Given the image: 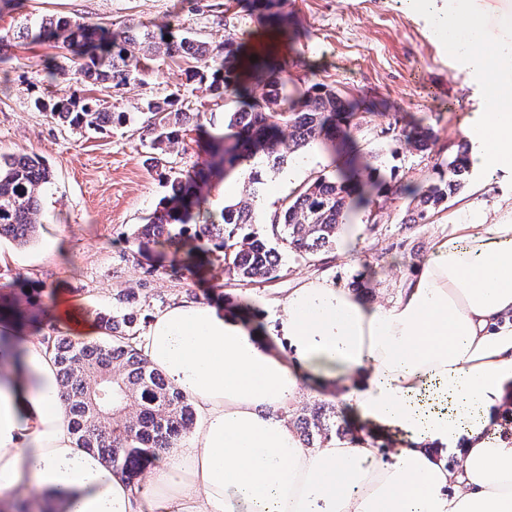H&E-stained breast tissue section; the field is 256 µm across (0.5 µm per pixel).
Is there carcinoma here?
Segmentation results:
<instances>
[{
	"mask_svg": "<svg viewBox=\"0 0 512 512\" xmlns=\"http://www.w3.org/2000/svg\"><path fill=\"white\" fill-rule=\"evenodd\" d=\"M248 5L259 24L288 33V20L281 11L283 0H248ZM16 37L61 44L73 54L71 79L100 89L137 81L154 58H171L186 51L202 64L201 69L189 72V78L206 85L213 101L232 104L224 111V133L206 142L210 157L206 167L193 174L168 175V195L132 232L141 250L162 245L182 255L180 270L191 273L216 253L223 260L224 275L231 280H272L279 271V256L269 238L287 244L302 258H313L335 244L346 214L368 206L371 190L378 185L373 177L364 184L357 182L360 169L376 172L371 162L374 155L355 150L350 140L351 130L360 127L356 122L359 112L369 111V106L345 99L321 83L300 100L289 98L282 66L267 53L247 49L243 39H227L216 47L188 35L167 42L144 24L110 30L53 17L42 19L35 32L18 30ZM253 55L257 56L254 62L250 60ZM256 87L263 89L260 99L253 95ZM183 102V94L173 92L147 103L144 123L152 134L153 153L148 162L153 168L166 167L167 148L179 141L190 120ZM34 107L74 129L103 131L129 120L128 113L111 112L98 98L61 97L50 88L35 97ZM313 144L343 155V163L318 176L294 201L274 212L267 222L269 236L245 232L258 223L250 200L259 196L263 179L262 171L254 167L245 185L249 200L224 206L218 222L207 220L194 225V231L188 230L187 219L200 205L197 189L205 178L238 176L258 156L266 167L278 169ZM433 173L435 177L426 184L409 191L414 205L407 210L405 223H423L465 186L470 173L467 154L435 163ZM50 178L49 167L36 156L20 153L0 158V238L20 245L30 242L40 224V193ZM99 319L112 342L72 340L52 323L42 339L55 355L60 397L77 446L98 454L135 487L146 467L183 441L192 425L193 407L136 348L135 313L117 310ZM312 429L326 439L332 432H347V427L334 420L325 422L319 415L305 422V433Z\"/></svg>",
	"mask_w": 512,
	"mask_h": 512,
	"instance_id": "carcinoma-1",
	"label": "carcinoma"
}]
</instances>
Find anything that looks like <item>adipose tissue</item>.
Wrapping results in <instances>:
<instances>
[{"label": "adipose tissue", "mask_w": 512, "mask_h": 512, "mask_svg": "<svg viewBox=\"0 0 512 512\" xmlns=\"http://www.w3.org/2000/svg\"><path fill=\"white\" fill-rule=\"evenodd\" d=\"M411 2L493 76L465 138L472 167L512 172V42L469 0ZM138 348L198 420L134 487L77 447L46 343L0 317V512H512V221L451 225L393 302L308 281L262 329L182 300ZM308 384L342 388L366 432L304 447L288 411Z\"/></svg>", "instance_id": "obj_1"}]
</instances>
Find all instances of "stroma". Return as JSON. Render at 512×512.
I'll return each mask as SVG.
<instances>
[{
    "instance_id": "35a3bbf8",
    "label": "stroma",
    "mask_w": 512,
    "mask_h": 512,
    "mask_svg": "<svg viewBox=\"0 0 512 512\" xmlns=\"http://www.w3.org/2000/svg\"><path fill=\"white\" fill-rule=\"evenodd\" d=\"M288 33L261 28L236 0H0V33L18 27L38 28L42 18L64 17L116 29L143 23L157 32L192 31L211 44L248 33L254 48L270 51L286 67L289 91H306L316 83L342 96L372 104L353 137L363 151L378 152L377 172L387 191L363 213L354 243L337 240L316 260L281 249L283 270L266 282L228 279L221 261L201 277L173 274L172 257L162 249L140 254L132 237L136 224L152 213L167 193L166 178L145 160L150 136L143 124L148 100L181 90L185 109L224 115L203 85L189 81L185 61L158 62L145 82L100 92L104 107L128 113L126 125L85 132L58 125L36 111L31 100L46 81V61L64 64V49L49 42L15 41L13 69L0 79V156L18 153L42 158L52 181L41 195L42 224L25 246L1 239L0 275L14 280L16 300L28 289L47 292L50 309L70 300L79 318L111 311L118 296L131 294L142 317L178 300L246 305L259 325L279 314V302L304 279H324L352 292L363 304L395 300L407 280L429 256L433 242L463 215L494 222L512 214V174L471 170L465 187L431 214L427 223H405L410 202L406 186L424 182L438 160L462 147V130L485 111L491 82L468 57L452 56L432 31L424 14L407 0H285ZM235 16L225 26V13ZM432 127L430 150L410 147L402 129ZM386 138H379L380 129ZM335 156L314 145L281 168L263 171V190L253 206L255 225L265 234V218L287 206L297 193L332 170ZM340 395L303 387L288 413L292 428L314 413L346 414Z\"/></svg>"
}]
</instances>
